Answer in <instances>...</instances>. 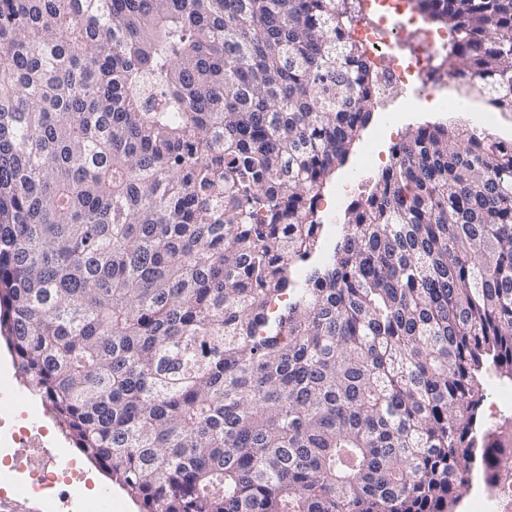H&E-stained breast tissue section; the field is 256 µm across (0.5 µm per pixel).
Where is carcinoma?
I'll return each mask as SVG.
<instances>
[{
  "label": "carcinoma",
  "mask_w": 512,
  "mask_h": 512,
  "mask_svg": "<svg viewBox=\"0 0 512 512\" xmlns=\"http://www.w3.org/2000/svg\"><path fill=\"white\" fill-rule=\"evenodd\" d=\"M512 112V0H409ZM348 0H0V338L143 512H449L512 379V149L392 147ZM495 373H489V368ZM374 112V119L364 131L357 149L351 155L348 169L343 171L344 167L336 172L332 183L324 194V200H322L324 205L318 208L320 220L324 224L322 236L327 231V228L330 227L328 224H335V235L337 234V230L340 227L339 224L343 223L346 208L352 201L360 199L361 195H363L362 193L366 190L365 186L368 184V181L373 182L382 168L388 163L390 147L393 145L390 138L391 131L383 130L385 126L382 125L381 114L376 109H374ZM372 145L376 152L382 154L383 162H378L381 161L382 157L380 153L375 152L369 153L363 159ZM361 161L363 167H371L364 174H359L357 181H353L350 179V175L355 169L359 172ZM336 201H338V204H336ZM336 205H338L336 210L332 209V206L334 208ZM331 209L332 212L329 216L328 212ZM502 387L509 388L500 390ZM510 387H512V381L508 380L507 377L500 379L494 377L487 387V397L478 414V421L486 434V441H493V436L497 433L507 435L512 427V407L500 404V402H512V388Z\"/></svg>",
  "instance_id": "cac0c4a2"
}]
</instances>
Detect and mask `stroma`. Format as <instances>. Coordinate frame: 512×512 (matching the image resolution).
Segmentation results:
<instances>
[{"label": "stroma", "mask_w": 512, "mask_h": 512, "mask_svg": "<svg viewBox=\"0 0 512 512\" xmlns=\"http://www.w3.org/2000/svg\"><path fill=\"white\" fill-rule=\"evenodd\" d=\"M393 104L405 110L408 119L407 127L430 120H456L480 132H487L497 137L507 136L512 132V112H488L482 103H475L473 111L453 112L444 110L431 112L426 102L418 101L413 87L406 86L393 94ZM392 141L390 134L384 131L381 117H374L368 125L349 161L348 170L338 171L324 194L320 209L323 224H342L344 213L349 204L360 199L368 181L374 180L381 172V165H373L361 169L360 164L368 150H376L382 156H389ZM0 373L12 376L10 387L18 398L17 411H10L0 401V417L9 423H16L18 411H35L34 425L45 432L43 447L48 452L60 454L76 460L84 472V480L78 487L67 490L62 495L46 497L30 492L31 478L27 471L16 470L11 474L9 482L0 485V512H86L88 499L98 491H106L112 503V512H139L138 503L132 500L120 488L114 478L95 463L90 462L71 440L66 437L55 417L51 415L41 402L29 393L15 377L16 370L12 365V356L4 340L0 339ZM512 381L508 378L492 379L487 388V396L479 410L478 420L486 436L512 432V407L500 404L498 392ZM512 474V455L501 457L495 471H486L482 462H475L472 471V483L468 493L453 506L452 512H473L476 500L487 502V512H507L512 504L494 497L492 477Z\"/></svg>", "instance_id": "1"}]
</instances>
